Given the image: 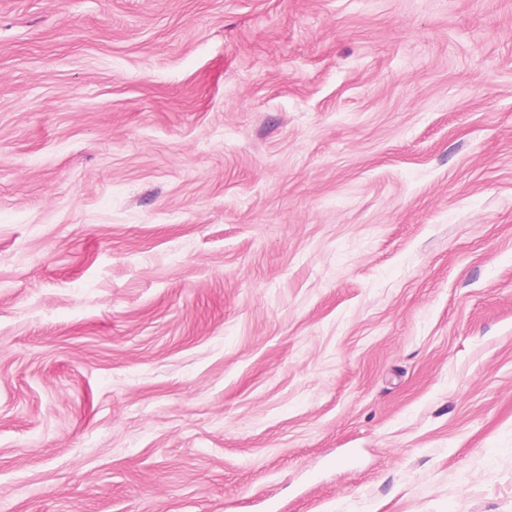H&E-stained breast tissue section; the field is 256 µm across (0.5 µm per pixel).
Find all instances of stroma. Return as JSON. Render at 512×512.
I'll return each mask as SVG.
<instances>
[{
    "label": "stroma",
    "mask_w": 512,
    "mask_h": 512,
    "mask_svg": "<svg viewBox=\"0 0 512 512\" xmlns=\"http://www.w3.org/2000/svg\"><path fill=\"white\" fill-rule=\"evenodd\" d=\"M0 512H512V0H0Z\"/></svg>",
    "instance_id": "1"
}]
</instances>
